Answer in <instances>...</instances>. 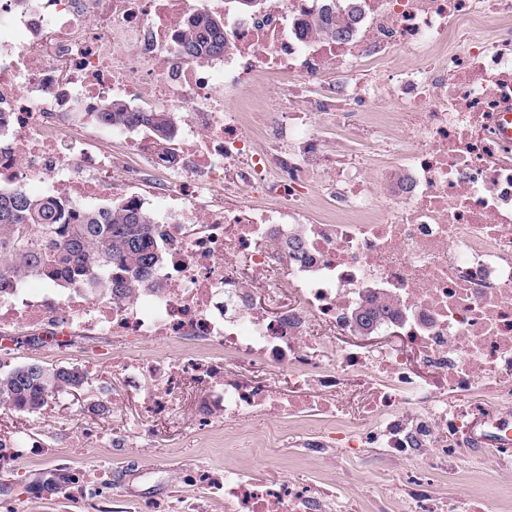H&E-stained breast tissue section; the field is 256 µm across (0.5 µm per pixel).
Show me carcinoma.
Masks as SVG:
<instances>
[{"mask_svg": "<svg viewBox=\"0 0 512 512\" xmlns=\"http://www.w3.org/2000/svg\"><path fill=\"white\" fill-rule=\"evenodd\" d=\"M359 17L358 0H340L335 8L319 14L313 25L330 38L344 40L350 37ZM187 41L192 53L221 54L224 28L212 17L197 16ZM102 117L123 123L134 115L124 104L113 101ZM142 120L160 142L168 141L171 113L148 112ZM152 224L147 212L129 205L83 211L73 218L68 215V207L56 200L0 186V272L21 270L63 287L72 271L83 269L99 275L100 291L121 294L125 286L109 278L112 265L146 279L159 262ZM386 310L381 302L365 300L356 310V329L373 326ZM85 384V371L76 365L48 366L36 360L0 365V405L38 413L54 394L64 389L76 391Z\"/></svg>", "mask_w": 512, "mask_h": 512, "instance_id": "1", "label": "carcinoma"}]
</instances>
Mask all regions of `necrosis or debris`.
<instances>
[{
  "label": "necrosis or debris",
  "instance_id": "1",
  "mask_svg": "<svg viewBox=\"0 0 512 512\" xmlns=\"http://www.w3.org/2000/svg\"><path fill=\"white\" fill-rule=\"evenodd\" d=\"M326 5L0 0V184L155 214L160 261L146 283L113 267L123 295L82 272L65 288L0 277V359L15 324L43 351L90 342L88 382H123L113 447H140L165 422L261 418L306 458L369 446L438 475L467 450L473 394L491 403L487 429L512 435V140L495 124L512 114V0H361L336 42L311 26ZM198 14L223 18V53L186 51ZM300 86L317 92L299 109ZM116 99L174 112L171 141L140 119L103 122ZM361 112L366 135L403 156L400 173L372 181L362 159H331L314 119L353 127ZM369 295L391 307L375 348L351 340ZM210 488L224 512H350L304 471L276 482L228 468ZM389 498L400 512H492L426 483L392 487L374 512Z\"/></svg>",
  "mask_w": 512,
  "mask_h": 512
}]
</instances>
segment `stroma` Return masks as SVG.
Masks as SVG:
<instances>
[{"mask_svg": "<svg viewBox=\"0 0 512 512\" xmlns=\"http://www.w3.org/2000/svg\"><path fill=\"white\" fill-rule=\"evenodd\" d=\"M106 386L104 394L84 388L59 396L54 410L41 414L35 425L36 447L0 457V512H156L161 506L168 512H224L223 495L193 477L223 472L228 465L257 468L274 481L304 470L320 485L341 487L349 495L368 486L381 494L387 485L407 486L427 477L424 468L407 462L379 470L305 459L293 448L267 453L273 429L262 421L184 434L165 427L147 447L116 448L105 436L112 427L111 412L93 409L110 403V392L120 389L121 380L110 376ZM503 474L502 464L464 455L436 489L450 493L462 484L490 492Z\"/></svg>", "mask_w": 512, "mask_h": 512, "instance_id": "35a3bbf8", "label": "stroma"}]
</instances>
